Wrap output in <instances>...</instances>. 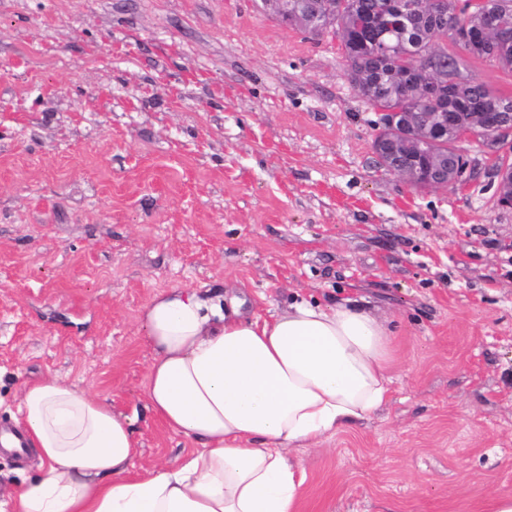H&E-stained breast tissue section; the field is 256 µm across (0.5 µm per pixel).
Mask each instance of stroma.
<instances>
[{
    "mask_svg": "<svg viewBox=\"0 0 512 512\" xmlns=\"http://www.w3.org/2000/svg\"><path fill=\"white\" fill-rule=\"evenodd\" d=\"M338 39L262 0H0V428L57 374L134 417L137 469L194 445L148 408L161 291L303 297L387 320L364 420L291 452L298 512H491L512 494V208L380 167ZM0 448V502L39 472Z\"/></svg>",
    "mask_w": 512,
    "mask_h": 512,
    "instance_id": "obj_1",
    "label": "stroma"
}]
</instances>
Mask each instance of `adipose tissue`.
Masks as SVG:
<instances>
[{
    "label": "adipose tissue",
    "mask_w": 512,
    "mask_h": 512,
    "mask_svg": "<svg viewBox=\"0 0 512 512\" xmlns=\"http://www.w3.org/2000/svg\"><path fill=\"white\" fill-rule=\"evenodd\" d=\"M142 322L149 409L198 448L135 472L130 417L68 378L27 384L19 411L43 471L10 512H298L315 448L388 398L391 331L372 311L307 300L243 318L189 288L157 293Z\"/></svg>",
    "instance_id": "adipose-tissue-1"
}]
</instances>
